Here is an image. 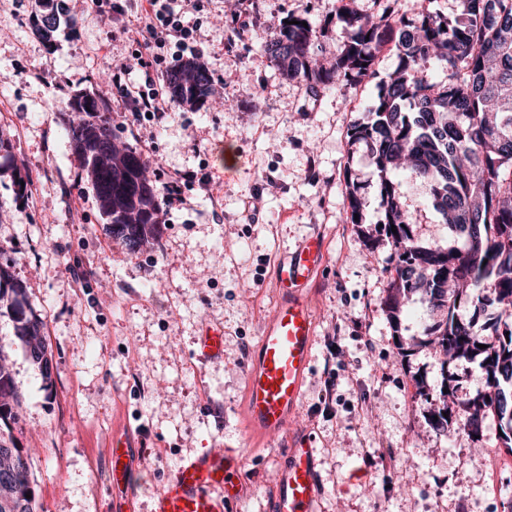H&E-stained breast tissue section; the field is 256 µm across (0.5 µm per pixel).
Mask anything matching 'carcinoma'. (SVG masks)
I'll use <instances>...</instances> for the list:
<instances>
[{"label":"carcinoma","mask_w":512,"mask_h":512,"mask_svg":"<svg viewBox=\"0 0 512 512\" xmlns=\"http://www.w3.org/2000/svg\"><path fill=\"white\" fill-rule=\"evenodd\" d=\"M336 2L335 14L321 24L307 7L288 15L263 50L281 75L313 92L373 76L379 55L386 49L395 54L394 72L378 83L367 107L370 119L347 131L351 145L366 146L377 171L380 223L395 271L385 300L387 320L399 332L403 308L419 298L437 320L424 327L422 339L398 337L399 354L428 344L445 356L443 366L476 362L485 374L487 389L454 411L448 406L450 377L443 376L440 406L426 418L429 428L446 435L461 421L479 436L489 409L502 431L498 439L512 449V322L497 319L478 328L460 315L474 301L503 311L512 306V0H457L452 19L426 6L408 18L395 9L398 0H374L378 10L370 14ZM333 22L347 31V39L324 63L318 44ZM58 25L54 8L32 19L34 32L48 43ZM211 84L209 68L196 58L172 67L166 77L168 95L184 105H203ZM66 106L78 122L64 135L87 172L107 230L130 251H141L161 228L157 189L142 153L121 144L109 109L96 98L77 94ZM395 170L430 185L432 207L460 244L415 238L392 179ZM346 202L351 223H364L356 188L348 189ZM0 305L14 340L50 381L51 365L35 358L48 347L42 323L30 311L24 288L1 266ZM17 400L0 355V512H34L36 490L21 460L26 452L10 433Z\"/></svg>","instance_id":"obj_1"}]
</instances>
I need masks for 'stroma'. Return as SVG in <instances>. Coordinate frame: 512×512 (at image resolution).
I'll use <instances>...</instances> for the list:
<instances>
[{"instance_id":"stroma-1","label":"stroma","mask_w":512,"mask_h":512,"mask_svg":"<svg viewBox=\"0 0 512 512\" xmlns=\"http://www.w3.org/2000/svg\"><path fill=\"white\" fill-rule=\"evenodd\" d=\"M123 16L88 13L64 0L52 43L31 29L30 0H0V266L26 291L44 322L53 354L43 381L0 318V353L18 394L11 424L30 451L36 512H112L108 448L115 427L139 434L138 512L181 457L224 445L241 449L250 493L243 512H267L273 447L243 424L244 351L254 346L278 298L275 270L305 237L324 238L327 263L309 286L316 316L312 368L295 421L317 450L319 512H512L486 490L488 478L512 473V450L483 455L481 438L437 436L427 425L433 400L412 396L416 380L437 389L441 361L415 347L396 359V336L418 335L420 301L393 331L384 308L392 272L377 173L365 147L346 132L366 119L379 78L395 69L392 53L377 75L310 93L284 78L263 40L289 13L316 19L336 0H250L236 14L225 0L194 9L177 0L197 29L200 61L214 80L203 107L172 105L162 119L126 111L115 64L137 49L120 31L139 0H118ZM88 93L105 103L120 140L150 165L151 180L175 172L208 176L184 189L149 247L132 254L105 228L80 159L64 129V104ZM26 174L18 194L16 173ZM364 201L365 221L351 223L347 180ZM424 242L452 243L430 204L426 183L394 177ZM224 329L223 359L201 362L203 325ZM336 402L325 409L327 380Z\"/></svg>"}]
</instances>
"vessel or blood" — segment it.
Returning <instances> with one entry per match:
<instances>
[{
    "instance_id": "1",
    "label": "vessel or blood",
    "mask_w": 512,
    "mask_h": 512,
    "mask_svg": "<svg viewBox=\"0 0 512 512\" xmlns=\"http://www.w3.org/2000/svg\"><path fill=\"white\" fill-rule=\"evenodd\" d=\"M327 262L321 237L304 238L280 263L275 279L278 299L259 343L245 360L246 418L250 430L277 440L288 429L303 399L313 361L315 315L307 285ZM199 357L224 355V332L205 326L198 339ZM130 432L112 433L110 479L113 512H137V469ZM246 459L235 448H211L181 461L154 500L153 512H239L247 497ZM321 484L316 450L299 438L284 449L273 477L270 512H318Z\"/></svg>"
}]
</instances>
